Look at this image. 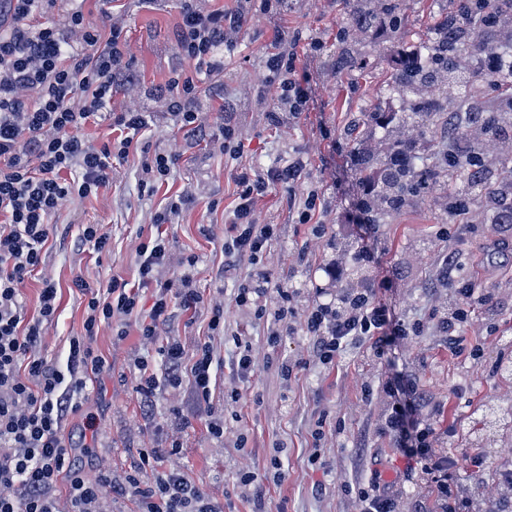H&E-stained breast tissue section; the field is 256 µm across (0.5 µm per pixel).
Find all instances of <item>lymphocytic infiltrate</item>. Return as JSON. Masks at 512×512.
Here are the masks:
<instances>
[{"mask_svg":"<svg viewBox=\"0 0 512 512\" xmlns=\"http://www.w3.org/2000/svg\"><path fill=\"white\" fill-rule=\"evenodd\" d=\"M110 0H99L101 20L108 30L91 25L83 9H68L63 23L48 22L61 0H0V512H112L116 498L133 500L135 512H223L179 469H167L164 458L179 455L183 444L142 448L134 466L117 478L105 470L87 474L74 459L72 436L66 435L69 417L84 414V425L97 430L98 419L83 411L90 385L112 373L111 356L101 353L95 340L103 328L113 329L114 344L137 336L145 354L134 359L133 390L144 418H153L160 396L189 388L188 408H174L175 416L190 414L215 439L224 436V417L212 409L221 367L237 379L255 373L252 346L234 335L235 350L221 358L212 340L224 331V298L205 299L192 286L197 257L182 261L171 277L159 279L170 262L169 240L163 234L135 247L137 283L112 277L91 283L76 277L73 286L84 300L80 334L70 337L64 362L42 353L43 327L59 310L61 295L55 279L44 273L45 247L53 237L51 219L73 199L97 195L112 183L113 163L123 162L137 149L140 130L152 120L148 112H114L112 100L131 75L128 44L121 29L111 26ZM246 14L239 8L201 9L198 0H182L175 34L179 62L168 87L173 97L172 117L191 137L203 134L193 103L200 84L224 69L220 54L226 31L243 28ZM295 51H276L267 68L280 101L289 111L305 107L307 91L295 77ZM112 115L121 128L117 138L102 146L89 143L84 129L91 119ZM302 158L264 172L236 166L229 173L237 203L224 236L221 279L238 278V262L258 264L276 236L272 224L253 219L256 203L270 186L296 190L304 181ZM40 275L35 303H27L22 285L32 273ZM234 297L265 321L270 343L290 333L288 317L293 289L266 275L238 278ZM277 293L271 307L265 299ZM474 297L470 288L455 289L439 317L448 337V349H462L458 330ZM209 312L206 341L186 350L167 336L174 313ZM305 330L321 364L332 366L339 352L355 343L374 356H384L394 337H407L406 324L393 323L388 309L376 298L374 287L329 292L326 300L307 309ZM392 400L386 426L395 446L407 460L406 474L423 476L432 487L431 503H419L414 512H474L469 500L456 497L448 476L456 460L440 448L441 434L425 418L427 394L414 380L388 385ZM153 478L144 483L143 471ZM65 492H58V485ZM359 512H399L396 485L372 472L357 491Z\"/></svg>","mask_w":512,"mask_h":512,"instance_id":"1","label":"lymphocytic infiltrate"}]
</instances>
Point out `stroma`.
Masks as SVG:
<instances>
[{
  "label": "stroma",
  "instance_id": "stroma-1",
  "mask_svg": "<svg viewBox=\"0 0 512 512\" xmlns=\"http://www.w3.org/2000/svg\"><path fill=\"white\" fill-rule=\"evenodd\" d=\"M407 43L424 46L431 37V20L453 7L456 0H399ZM112 20L121 26L132 56L133 78L116 95L118 111L149 112L155 126L145 133L150 152H179L172 179L153 192L140 189L138 153L117 165L111 186L95 196L68 202L53 217L56 235L46 246L45 266L59 284L61 299L56 319L44 327L49 357L65 356L68 339L82 330L84 303L73 288L75 276L95 282L110 277L128 281L136 277L134 248L156 234L152 214L167 197L185 190L195 202L166 225L171 262L197 256L193 286L209 294L224 290V320L245 334L253 346L256 372L247 382L225 376L217 388L213 407L226 420L223 440H213L203 424H183L168 419L158 428L146 421L133 390L129 368L138 354L135 340L112 346V332L100 331L95 342L112 352L115 367L98 392L90 394L85 411L98 413L100 433L92 453L78 455L86 472L98 469L122 475L134 464L137 448L166 447L171 440L183 444L175 463L213 499L224 512H254L252 499L242 495L239 473H263L271 458L282 463L281 482H266L265 512H357L355 492L372 470L391 480L406 468L405 458L394 450L385 427L391 402L384 386L402 375L416 380L434 400L446 403L441 427L449 431L446 451L458 461L474 453L489 465L480 474L457 469L450 482L459 495L472 498L477 512H497L501 494L497 463L512 460V439H501L474 449L467 439L475 410L480 406L512 405V382L496 371L500 360L512 357V259L490 254L493 233L487 226V206L477 203L467 223L450 222L445 199L418 197L405 210L391 213L385 223L362 231V191L352 163V143L347 135L351 119L362 110L386 114L402 111L385 84L398 65L394 34L388 17H381L368 32L352 33L355 48L365 55L364 70L353 74L336 68L339 34L353 11L352 0H275L271 10L251 12L245 27L224 39V72L201 84L195 106L206 128L204 141L194 143L173 126L168 114L167 83L175 66L174 33L180 21L181 0H112ZM300 35L297 78L307 89L309 101L293 114L276 105V89L268 82L266 55L278 43ZM229 110L241 144L242 165L258 171L293 156L306 163V182L325 200L320 215L321 235L310 225L295 223L288 210V190L275 185L260 200L254 218L273 224L277 236L263 265L273 282L295 287L292 299L293 335L280 345L265 342V322L248 310L237 309V283L215 278L224 259V225L234 206L235 187L227 174L234 162L225 156L216 138L222 110ZM103 224L112 234V253L99 259L80 250L82 225ZM212 227L211 237L199 232ZM367 281L377 284V297L395 318L423 325L422 335L397 340L383 358L363 347L350 346L323 367L302 331L306 310L318 289L329 281L321 270L336 260L352 266L361 249ZM455 250L459 264L454 277L493 292L491 302L474 303L461 330L465 349L454 355L447 338L435 325L434 315L447 300L446 289H432L442 250ZM299 362L296 378L280 373L282 360ZM371 395H364V386ZM240 389L239 402L229 393ZM325 418L322 457L309 462L310 430ZM246 435V446L237 438Z\"/></svg>",
  "mask_w": 512,
  "mask_h": 512
}]
</instances>
